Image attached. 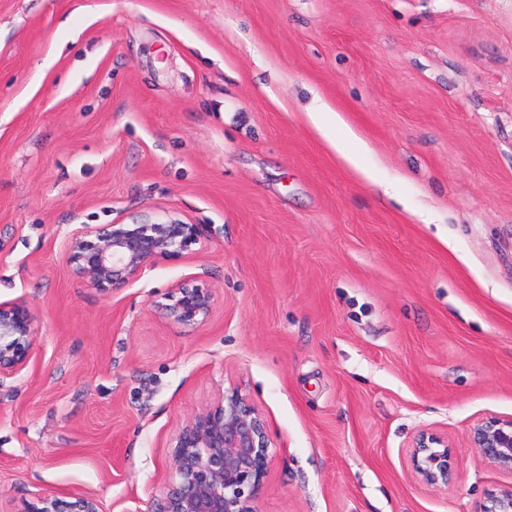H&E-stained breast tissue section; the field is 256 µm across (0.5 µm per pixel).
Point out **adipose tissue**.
<instances>
[{"mask_svg":"<svg viewBox=\"0 0 512 512\" xmlns=\"http://www.w3.org/2000/svg\"><path fill=\"white\" fill-rule=\"evenodd\" d=\"M307 119L321 134L328 148L337 160L354 176L369 181L373 178V171L368 167L364 158L369 153L368 144L352 130H346L344 135H335L334 130L344 127L343 117L336 112L315 110L309 112Z\"/></svg>","mask_w":512,"mask_h":512,"instance_id":"adipose-tissue-1","label":"adipose tissue"}]
</instances>
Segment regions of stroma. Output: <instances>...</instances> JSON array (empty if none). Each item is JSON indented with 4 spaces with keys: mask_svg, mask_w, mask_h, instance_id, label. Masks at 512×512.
<instances>
[{
    "mask_svg": "<svg viewBox=\"0 0 512 512\" xmlns=\"http://www.w3.org/2000/svg\"><path fill=\"white\" fill-rule=\"evenodd\" d=\"M321 103L375 181L306 123ZM164 212L207 247L110 295L74 278L72 230ZM188 276L217 298L197 328L152 306ZM15 298L36 345L0 379V512H146L233 385L273 443L260 512H477L512 484L469 441L512 418V0H0ZM422 429L449 489L411 474ZM324 108L306 112L310 124L321 134L336 159L355 177L366 181H375L373 170L364 163V157L370 152L368 144L345 122L338 112H323ZM335 127L347 131L343 136L332 134ZM414 479L429 488L446 490L454 475L453 449L448 437L421 430L406 450ZM99 503L84 494H48L29 506L26 512H99Z\"/></svg>",
    "mask_w": 512,
    "mask_h": 512,
    "instance_id": "35a3bbf8",
    "label": "stroma"
}]
</instances>
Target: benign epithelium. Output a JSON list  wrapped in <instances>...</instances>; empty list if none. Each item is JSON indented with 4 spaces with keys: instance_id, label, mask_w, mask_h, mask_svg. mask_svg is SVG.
I'll return each instance as SVG.
<instances>
[{
    "instance_id": "benign-epithelium-1",
    "label": "benign epithelium",
    "mask_w": 512,
    "mask_h": 512,
    "mask_svg": "<svg viewBox=\"0 0 512 512\" xmlns=\"http://www.w3.org/2000/svg\"><path fill=\"white\" fill-rule=\"evenodd\" d=\"M203 224L145 215L130 224H82L63 242L66 262L85 286L110 295L137 281L161 261L176 260L207 245ZM216 305L213 289L195 276L174 283L156 311L169 322L197 328ZM35 314L18 298L0 302V378L28 367L36 334ZM472 447L489 464L512 471V419L477 421ZM272 441L260 410L231 386L214 405L189 416L172 439L171 478L149 512H259L265 478L273 460ZM414 479L446 490L454 475L448 437L421 430L406 450ZM27 512H99L84 494H48ZM478 512H512V486L490 494Z\"/></svg>"
}]
</instances>
